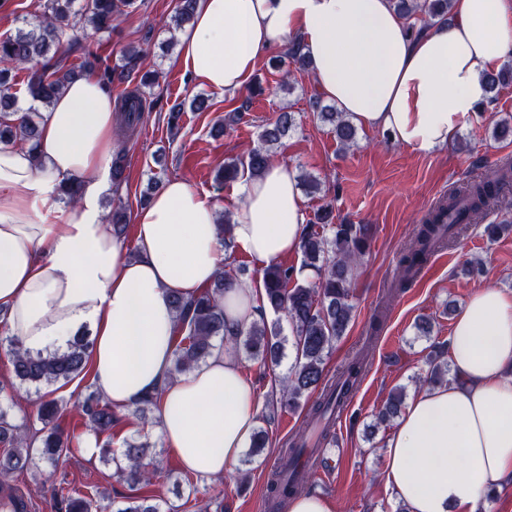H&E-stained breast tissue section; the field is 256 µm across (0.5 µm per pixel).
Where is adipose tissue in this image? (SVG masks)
<instances>
[{
    "label": "adipose tissue",
    "mask_w": 512,
    "mask_h": 512,
    "mask_svg": "<svg viewBox=\"0 0 512 512\" xmlns=\"http://www.w3.org/2000/svg\"><path fill=\"white\" fill-rule=\"evenodd\" d=\"M451 22L420 35L390 0H196L173 63L198 87L237 95L269 52L297 40L323 96L358 127L429 153L450 144L485 101L483 76L512 57V0H453ZM117 103L84 74L40 111L36 151L0 149V311L30 353L61 351L83 333L99 392L115 407L161 392L157 430L181 467L219 478L255 431L257 400L231 346L172 376V296H198L224 258L217 207L187 179L166 181L137 209L135 250L100 207L117 148ZM79 183L65 202L61 188ZM234 254L260 267L295 254L307 222L281 159L244 175ZM264 290L224 291L228 330L248 326ZM454 382L418 392L383 450L392 498L408 512H473L512 484V294L476 289L448 339Z\"/></svg>",
    "instance_id": "1"
}]
</instances>
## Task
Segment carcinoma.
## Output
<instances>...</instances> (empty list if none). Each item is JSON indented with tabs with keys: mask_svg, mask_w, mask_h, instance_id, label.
<instances>
[{
	"mask_svg": "<svg viewBox=\"0 0 512 512\" xmlns=\"http://www.w3.org/2000/svg\"><path fill=\"white\" fill-rule=\"evenodd\" d=\"M196 0H177L175 28L189 24L194 15ZM134 0H83L81 11L73 10L74 0H44L45 21L13 36L0 39V144L27 147L35 151L40 136L39 122L30 112H20L16 98L9 93L12 69L21 64H33L28 80L32 100L48 107L65 85L74 77L95 73L109 92L120 85L133 82L146 60V53L132 49L120 62L112 65L89 45L72 34L79 21L86 18L97 31L112 28ZM395 11L407 20L420 17L427 25L433 20L450 19L452 0H392ZM279 66H293L306 71L309 65L299 47L294 44L278 59ZM488 92L487 103L495 102L493 93L512 80V60L500 69L484 75ZM124 127L134 129L142 123L146 112L162 109L160 96L146 94L139 88H125L119 94ZM321 118L332 125L337 142L343 147L357 144L358 132L342 112L330 107L321 108ZM295 125L294 113L282 111L266 123L261 132L262 146L249 150L243 157L224 165V180L235 181L245 172L255 176L267 166L270 148L281 143ZM126 156L122 152L112 158V187L119 188L126 180ZM512 187V164L506 162L496 176L463 183L431 208L422 224L402 252L400 265L403 276L392 285L393 292L406 288L425 268L432 255L451 244L469 224H478L505 202ZM112 233L121 235L127 224V212L122 203L112 208L109 218ZM368 228L364 224L333 222V201L324 203L305 225L300 252L301 267L315 272L317 282L310 286L299 282V269L283 264L268 266L263 273L266 305L275 313H285L295 331L292 336L293 365L281 384L275 402L295 405L303 397L318 393L310 412L318 421H326L321 440H326L331 419L341 408L363 374L367 352L361 351L346 362L330 379L325 373V358L337 339L342 337L351 321L353 306L351 266L366 252ZM246 269L232 266L222 269L210 287L192 299L173 297L176 317L173 375L187 373L205 361L224 344L227 331L222 299L228 285L242 280ZM279 321L267 323L259 317L247 329L235 333L233 345L241 346L250 358L263 364L278 365L284 356L287 338L281 335ZM7 343L8 360L16 379L22 383L63 385L87 373L89 342L77 338L67 350L43 355L23 349L13 336L3 338ZM37 418L43 424L42 434L34 438L15 424L6 410L0 408V446L8 449L0 458V473L27 470L44 462L57 466L70 448V438L61 426L65 410L59 401L48 394L30 400ZM402 393L391 395L378 413L386 422L400 413ZM76 413L86 429L95 436L110 434L119 422L114 408L103 396L91 391L76 405ZM322 453L321 448H307L305 437L291 441L282 452L279 478L271 482L272 508H284L286 503L310 492V470L302 461L305 453ZM117 474L133 484H148L160 471L158 462L149 456V444L133 435L123 441L120 454L112 456ZM100 500L90 495H73L55 491V512H98ZM116 512H160L158 504L139 498L116 508Z\"/></svg>",
	"mask_w": 512,
	"mask_h": 512,
	"instance_id": "cac0c4a2",
	"label": "carcinoma"
}]
</instances>
